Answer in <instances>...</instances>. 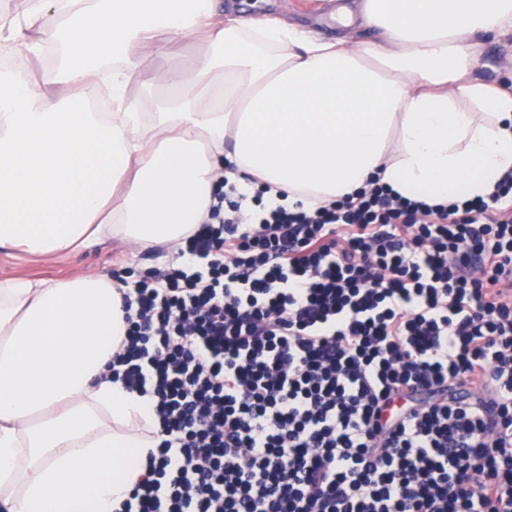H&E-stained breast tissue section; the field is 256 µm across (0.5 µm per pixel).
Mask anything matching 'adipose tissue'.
I'll return each mask as SVG.
<instances>
[{
  "label": "adipose tissue",
  "instance_id": "ef3b65f1",
  "mask_svg": "<svg viewBox=\"0 0 512 512\" xmlns=\"http://www.w3.org/2000/svg\"><path fill=\"white\" fill-rule=\"evenodd\" d=\"M217 0H35L0 43L56 51L47 83L0 70V247L184 245L225 183L311 210L371 180L430 203L487 197L512 170V92L474 80L475 36L512 0H356L327 40ZM376 30L371 40L358 28ZM192 40L141 109L140 45ZM114 112L91 107L104 68ZM106 277L0 282V512H118L157 450L155 403L106 376L127 333Z\"/></svg>",
  "mask_w": 512,
  "mask_h": 512
}]
</instances>
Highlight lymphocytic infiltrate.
<instances>
[{
	"instance_id": "lymphocytic-infiltrate-1",
	"label": "lymphocytic infiltrate",
	"mask_w": 512,
	"mask_h": 512,
	"mask_svg": "<svg viewBox=\"0 0 512 512\" xmlns=\"http://www.w3.org/2000/svg\"><path fill=\"white\" fill-rule=\"evenodd\" d=\"M124 295L162 440L123 512H512V172L244 225L236 187Z\"/></svg>"
}]
</instances>
